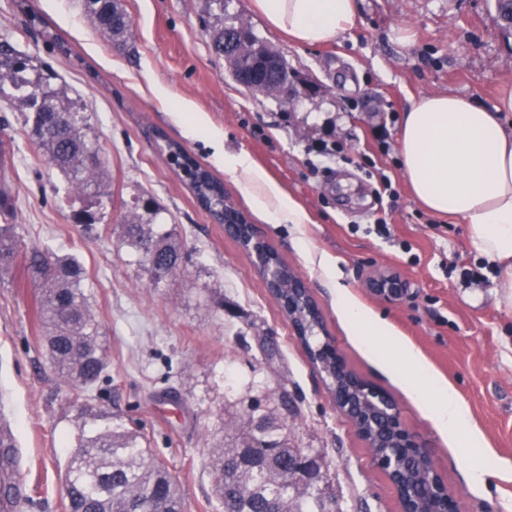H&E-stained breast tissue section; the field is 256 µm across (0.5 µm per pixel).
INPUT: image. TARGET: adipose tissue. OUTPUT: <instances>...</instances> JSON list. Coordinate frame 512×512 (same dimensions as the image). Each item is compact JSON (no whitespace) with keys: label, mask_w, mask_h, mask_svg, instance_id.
I'll return each mask as SVG.
<instances>
[{"label":"adipose tissue","mask_w":512,"mask_h":512,"mask_svg":"<svg viewBox=\"0 0 512 512\" xmlns=\"http://www.w3.org/2000/svg\"><path fill=\"white\" fill-rule=\"evenodd\" d=\"M269 25L296 43L316 46L351 28L356 0H254ZM399 149L402 172L413 198L431 214L466 221L470 239L491 266L503 300L512 305V127L499 111L472 98L435 93L403 113ZM398 371L419 381L416 400H430L441 429L466 418L455 394L425 375L409 351L393 357Z\"/></svg>","instance_id":"obj_1"}]
</instances>
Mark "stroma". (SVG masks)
Segmentation results:
<instances>
[{
  "instance_id": "1",
  "label": "stroma",
  "mask_w": 512,
  "mask_h": 512,
  "mask_svg": "<svg viewBox=\"0 0 512 512\" xmlns=\"http://www.w3.org/2000/svg\"><path fill=\"white\" fill-rule=\"evenodd\" d=\"M130 51L107 46L78 0H0V40L87 108L113 205L100 223L72 221L87 199L51 166L25 113L0 100V180L12 197L0 224L19 227L20 248L78 258L103 336L107 367L89 388L65 385L46 354L37 290L23 267L0 274V429L18 448L13 478L27 495L15 512H69L63 475L76 413L85 407L141 434L177 478L185 512H218L210 451L259 406L293 448L322 456L321 487L343 512H399L395 488L336 408L253 259L212 223L153 142L182 144L305 279L325 329L349 368L399 405L427 440L437 471L463 512H512V306L459 218L432 215L402 176L400 116L430 93L489 108L512 91V38L494 0H357L354 27L301 46L270 29L252 0H224V23L244 27L315 91L294 103L237 83L210 48L207 0H123ZM57 34L60 45L45 41ZM245 154L264 179L227 164ZM159 207L184 254L161 284L120 244L137 199ZM305 223L277 217L285 203ZM386 220L390 236L376 231ZM377 269L404 278L410 298L386 304L365 288ZM360 308L392 345L456 392L466 427H437L389 358L369 352L349 325ZM495 466L485 482L473 466Z\"/></svg>"
}]
</instances>
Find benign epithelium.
Here are the masks:
<instances>
[{"instance_id": "benign-epithelium-1", "label": "benign epithelium", "mask_w": 512, "mask_h": 512, "mask_svg": "<svg viewBox=\"0 0 512 512\" xmlns=\"http://www.w3.org/2000/svg\"><path fill=\"white\" fill-rule=\"evenodd\" d=\"M239 80L255 91H265V81L277 82L278 91L286 94L288 102L297 100L293 75L285 73L274 53L261 54L251 66L239 71ZM224 232L233 238L254 259L259 269L267 272L263 277L267 293L276 301L279 297L276 271L269 263L271 245L258 226L251 223L242 212L224 213ZM366 288L378 300L392 304L407 296L410 288L406 280L391 270H378L367 281ZM312 293L304 279L295 276L288 281V321L295 336H300L295 322L296 307L310 308ZM327 350L336 360V380L328 384L336 408L349 420L355 432L367 443L368 448H396V455L389 457L372 453L374 466L386 474L398 494L400 512H461L458 498L448 490L437 473L432 448L403 422L396 401L378 386L350 370L333 340H328ZM418 455L428 468L434 494L420 497L408 493L400 459Z\"/></svg>"}]
</instances>
